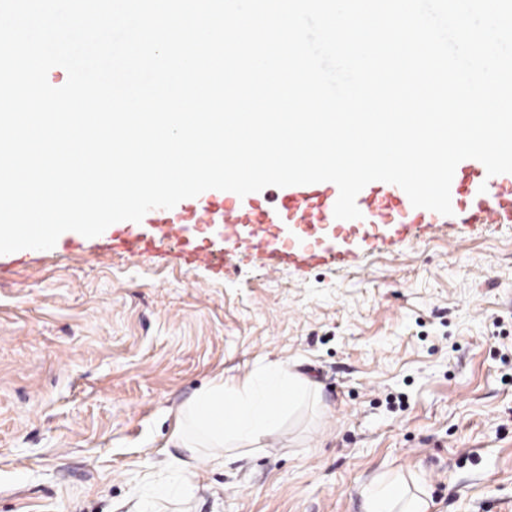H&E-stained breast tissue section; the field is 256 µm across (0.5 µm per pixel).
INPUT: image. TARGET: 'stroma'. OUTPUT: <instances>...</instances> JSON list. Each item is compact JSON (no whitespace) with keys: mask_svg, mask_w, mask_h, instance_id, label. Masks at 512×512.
Instances as JSON below:
<instances>
[{"mask_svg":"<svg viewBox=\"0 0 512 512\" xmlns=\"http://www.w3.org/2000/svg\"><path fill=\"white\" fill-rule=\"evenodd\" d=\"M0 264V512H141L181 405L273 363L317 395L162 512H363L374 477L428 512H512V224L442 227L358 266L218 272L104 249Z\"/></svg>","mask_w":512,"mask_h":512,"instance_id":"1","label":"stroma"}]
</instances>
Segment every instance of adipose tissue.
<instances>
[{
  "label": "adipose tissue",
  "instance_id": "1",
  "mask_svg": "<svg viewBox=\"0 0 512 512\" xmlns=\"http://www.w3.org/2000/svg\"><path fill=\"white\" fill-rule=\"evenodd\" d=\"M310 381L274 364L242 380L216 378L179 408L173 435L176 447L205 450L212 465H223L239 448L259 442L281 419L286 407L312 390ZM365 512H427L421 489L381 476L362 489Z\"/></svg>",
  "mask_w": 512,
  "mask_h": 512
}]
</instances>
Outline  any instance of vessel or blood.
Returning a JSON list of instances; mask_svg holds the SVG:
<instances>
[{
	"label": "vessel or blood",
	"instance_id": "b4317fda",
	"mask_svg": "<svg viewBox=\"0 0 512 512\" xmlns=\"http://www.w3.org/2000/svg\"><path fill=\"white\" fill-rule=\"evenodd\" d=\"M334 183L276 189L267 195L238 196L203 192L177 209H154L145 233L135 224H113L109 247L116 254L149 255L166 262L224 268L238 255L272 260L274 267L302 268L355 261L347 251H331L324 241L334 234H367L385 228L395 241H407L437 224H512V173L488 176L478 160L466 159L455 170L450 196L452 216L413 207L397 185L375 181L357 196L361 216L339 220ZM198 225L187 235L188 225Z\"/></svg>",
	"mask_w": 512,
	"mask_h": 512
}]
</instances>
